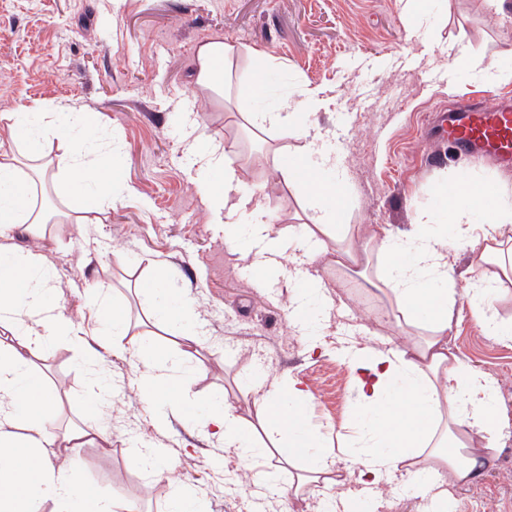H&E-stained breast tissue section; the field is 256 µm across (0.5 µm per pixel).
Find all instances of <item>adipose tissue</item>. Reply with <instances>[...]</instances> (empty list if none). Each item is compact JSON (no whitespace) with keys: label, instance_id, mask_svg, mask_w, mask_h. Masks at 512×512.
<instances>
[{"label":"adipose tissue","instance_id":"1","mask_svg":"<svg viewBox=\"0 0 512 512\" xmlns=\"http://www.w3.org/2000/svg\"><path fill=\"white\" fill-rule=\"evenodd\" d=\"M233 53L232 45L220 41L202 45L197 54L198 85L221 91L222 66ZM320 102L318 90L306 88L298 97L285 99L280 111L252 112L248 119L260 129L301 136L306 130L304 112ZM19 165L13 149L0 144V225L33 236L42 225L63 223L62 214L36 205ZM335 165V151L312 140L280 170L288 181L321 200V231L335 233L347 263L359 265L367 262L368 253L344 243L348 227L343 183L329 175ZM67 179L77 189L107 196L126 189L111 165L90 164L78 157L72 158ZM467 186V194L448 211V232L436 233L433 224L422 220L409 232L386 235L380 242L395 320L409 338L405 347L383 352L352 344L337 351L360 373L363 424L368 428L363 445L346 450L348 462L357 466L361 481L369 485L399 472L415 480L447 473V485L438 488L421 512H446L451 488L475 478L483 451L491 447L497 431L495 380L468 368L449 353L445 342L456 302V292L448 285V251L475 248L476 267L495 264L503 275L512 274V257L503 255L504 242L512 239V208H504L487 183L471 180ZM224 241L250 255L252 266L280 278L289 276L273 224L251 225L243 237L237 223H225ZM139 288L161 299L150 314L154 323L175 329L183 344L200 345L204 330L189 304L169 300L168 289L157 280L141 282ZM50 290L39 253L0 254V328L22 339L18 347L0 343V512H113L111 501L85 482L75 465L79 449L88 442V431H53L58 401L29 358L46 342L81 340L65 317L46 306L44 296ZM97 320L96 335L130 337L124 309L101 303ZM130 339L134 351L148 353L137 377L141 395L162 411L180 404L187 377L179 359L168 349L151 346L148 338ZM309 401L308 388L289 376L273 382L255 401L261 430L278 436L273 449L248 436L240 417L227 405L211 411L203 433L251 460L279 450L283 463L299 469V484L320 481L329 488L334 480L327 443L307 422ZM58 456L64 457L63 465H54Z\"/></svg>","mask_w":512,"mask_h":512}]
</instances>
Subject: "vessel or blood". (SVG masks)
Masks as SVG:
<instances>
[{"mask_svg":"<svg viewBox=\"0 0 512 512\" xmlns=\"http://www.w3.org/2000/svg\"><path fill=\"white\" fill-rule=\"evenodd\" d=\"M444 125L458 155L487 157L501 167H512V103L467 105L448 113Z\"/></svg>","mask_w":512,"mask_h":512,"instance_id":"obj_1","label":"vessel or blood"}]
</instances>
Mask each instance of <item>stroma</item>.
<instances>
[{
  "label": "stroma",
  "instance_id": "obj_1",
  "mask_svg": "<svg viewBox=\"0 0 512 512\" xmlns=\"http://www.w3.org/2000/svg\"><path fill=\"white\" fill-rule=\"evenodd\" d=\"M223 41L235 48L229 89L216 98L196 83L197 49ZM512 0H429L420 14L405 0H0V114L36 109L32 130L52 164L71 153L87 112L104 162L128 189L102 199L100 224H55L44 235L0 232V249L41 253L54 283L58 311L84 330L96 326L103 299L137 315L154 300L134 294L140 281L166 276V285L195 310L207 334L183 357L190 395L223 398L245 425L253 403L273 378L303 381L312 395V425L334 446L355 438L360 413L354 371L336 354L351 344L386 350L405 344L390 304L376 251L386 234L410 231L418 219L440 222L438 201L460 178L486 181L512 202V171L484 160H451L427 136L440 112L463 101L512 100ZM286 77L269 88L270 102L318 88L323 104L306 117L310 135L331 143L345 186V218L353 246H368L370 265L356 273L336 265L337 245L316 233L318 200L288 182L282 155L303 141L270 129L253 134L239 101L255 78L254 51ZM459 56L471 59L454 69ZM215 148L238 175L241 194L263 201L265 213L315 255L311 271L332 299L325 347L307 349L305 330L289 319L300 298L293 283L256 287L246 263L224 242V216L203 197L210 174L191 149ZM470 250L448 253L456 291L449 350L497 384L501 433L485 451L476 479L454 489L448 512H512V339L492 336L473 318L468 289L494 268H472ZM116 388L111 399L85 372L83 353L67 341L42 349L36 366L60 399L61 422L96 426L113 448L80 449V470L116 512H167L171 487L144 469L139 444L164 449L175 475L194 487L205 512H325L323 484L284 496L295 468L243 460L235 449L203 438L191 421L156 426L133 382L139 366L129 354L105 352ZM222 461L215 470L214 461ZM333 468L344 489L370 492L368 512H418L426 496L404 491L398 479L367 490L343 456Z\"/></svg>",
  "mask_w": 512,
  "mask_h": 512
}]
</instances>
